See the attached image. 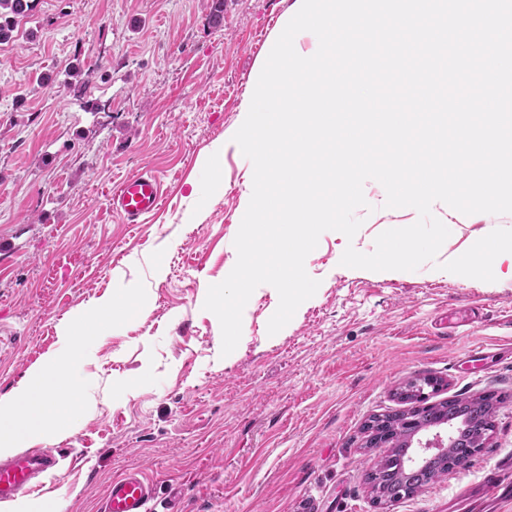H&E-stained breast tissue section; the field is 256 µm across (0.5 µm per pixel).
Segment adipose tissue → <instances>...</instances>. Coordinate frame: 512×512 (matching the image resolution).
<instances>
[{
    "instance_id": "1",
    "label": "adipose tissue",
    "mask_w": 512,
    "mask_h": 512,
    "mask_svg": "<svg viewBox=\"0 0 512 512\" xmlns=\"http://www.w3.org/2000/svg\"><path fill=\"white\" fill-rule=\"evenodd\" d=\"M454 269L490 268L512 275V237L487 236L472 252L456 257ZM125 302L115 294L97 299L90 310L70 316L60 334L68 355L53 357L29 370L8 395L0 396V454H10L28 444L45 441L48 423L66 428L83 415L90 384L79 359L84 350L111 327Z\"/></svg>"
}]
</instances>
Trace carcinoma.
<instances>
[{"mask_svg":"<svg viewBox=\"0 0 512 512\" xmlns=\"http://www.w3.org/2000/svg\"><path fill=\"white\" fill-rule=\"evenodd\" d=\"M35 7V0H0V43H9L16 37L19 22ZM503 399L486 395H471L436 403L430 409L389 412L371 417L370 422H387L392 435L389 446L374 456L369 477L372 493L383 501L409 497L443 479L449 472V463L460 457H469L472 450L483 444L492 430L493 421ZM422 417L425 431L439 429L452 421L456 423L448 447L422 455L420 467L411 473L412 439L406 419L413 414Z\"/></svg>","mask_w":512,"mask_h":512,"instance_id":"carcinoma-1","label":"carcinoma"}]
</instances>
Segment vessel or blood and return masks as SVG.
<instances>
[{
  "label": "vessel or blood",
  "instance_id": "b4317fda",
  "mask_svg": "<svg viewBox=\"0 0 512 512\" xmlns=\"http://www.w3.org/2000/svg\"><path fill=\"white\" fill-rule=\"evenodd\" d=\"M162 192L157 178L148 172L125 177L112 190L109 208L123 215L128 223L138 224L160 207ZM59 454L50 448L31 447L7 457H0V503L36 496L43 478L57 472ZM483 490L504 494L512 499V456L501 459L483 478ZM155 498L153 483L142 470L134 469L113 478L101 512H152ZM449 512H480L478 499L470 486L464 485L448 501Z\"/></svg>",
  "mask_w": 512,
  "mask_h": 512
}]
</instances>
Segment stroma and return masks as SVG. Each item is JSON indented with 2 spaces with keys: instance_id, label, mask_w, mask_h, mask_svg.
<instances>
[{
  "instance_id": "stroma-1",
  "label": "stroma",
  "mask_w": 512,
  "mask_h": 512,
  "mask_svg": "<svg viewBox=\"0 0 512 512\" xmlns=\"http://www.w3.org/2000/svg\"><path fill=\"white\" fill-rule=\"evenodd\" d=\"M295 3L224 0L217 27L212 0H37L16 41L0 44V395L61 351L70 314L135 291L83 366L96 409L49 430L46 447L77 464L45 480L35 512H98L112 478L132 467L153 478L158 510L176 485L183 512H448L457 484L512 454V276L447 270L488 232L511 234L512 214L441 210L450 236L434 261L348 268L347 246L373 252L378 234L418 219L385 208L383 186L367 181L354 239L324 232L305 260L316 294L272 336L279 295L260 285L237 348L221 353L202 290L236 263L249 163L226 150L224 191L203 209L190 185L213 144L237 131ZM144 171L159 176L163 205L123 223L107 197ZM422 377L439 383L434 403H506L467 468L384 511L367 483L365 425L403 410L397 388Z\"/></svg>"
}]
</instances>
